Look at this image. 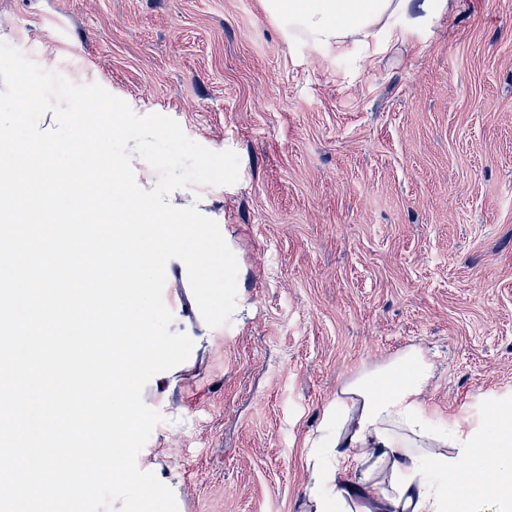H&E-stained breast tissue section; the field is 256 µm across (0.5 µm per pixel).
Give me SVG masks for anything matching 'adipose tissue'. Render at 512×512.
<instances>
[{"mask_svg": "<svg viewBox=\"0 0 512 512\" xmlns=\"http://www.w3.org/2000/svg\"><path fill=\"white\" fill-rule=\"evenodd\" d=\"M456 0H261L288 39L372 56L428 29ZM435 365L418 347L345 382L323 416L321 445L306 462L310 512H479L492 494L512 512V395L494 423L435 425L422 395ZM492 471V491L466 483Z\"/></svg>", "mask_w": 512, "mask_h": 512, "instance_id": "1", "label": "adipose tissue"}]
</instances>
